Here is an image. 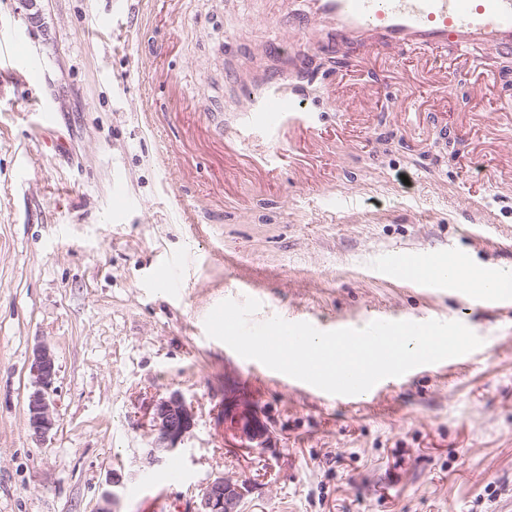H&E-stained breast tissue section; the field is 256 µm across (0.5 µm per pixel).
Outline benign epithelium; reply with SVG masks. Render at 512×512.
<instances>
[{
  "label": "benign epithelium",
  "instance_id": "7a95c632",
  "mask_svg": "<svg viewBox=\"0 0 512 512\" xmlns=\"http://www.w3.org/2000/svg\"><path fill=\"white\" fill-rule=\"evenodd\" d=\"M30 390L26 399L27 426L36 441L43 442L56 426L53 386L58 375L55 356L46 344L38 345L29 365ZM151 441L145 450L148 466H160L180 451V444L195 426V414L183 396L174 392L154 399L146 408ZM224 439L239 441L250 448L263 446L270 438L268 422L253 400L238 395L224 402ZM247 482L217 476L208 482L198 512H241Z\"/></svg>",
  "mask_w": 512,
  "mask_h": 512
}]
</instances>
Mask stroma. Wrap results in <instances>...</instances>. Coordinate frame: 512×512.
Returning <instances> with one entry per match:
<instances>
[{"mask_svg":"<svg viewBox=\"0 0 512 512\" xmlns=\"http://www.w3.org/2000/svg\"><path fill=\"white\" fill-rule=\"evenodd\" d=\"M301 0H0V512H196L207 482L246 479L244 512H512V306L375 274L400 251L512 267V173L469 165L512 136V72L490 100L455 84L345 127L340 72L308 88L328 133L320 181H259L262 147L224 155L258 44L304 47ZM56 115L35 137L37 115ZM416 112L419 122L400 121ZM319 330L371 314L467 315L476 355L428 365L354 407L209 338L221 301ZM51 346L56 426L26 423L28 366ZM179 392L196 425L160 483L143 408ZM255 399L269 448L225 443L224 400Z\"/></svg>","mask_w":512,"mask_h":512,"instance_id":"stroma-1","label":"stroma"}]
</instances>
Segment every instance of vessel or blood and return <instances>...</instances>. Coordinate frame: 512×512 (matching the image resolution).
I'll use <instances>...</instances> for the list:
<instances>
[{"label":"vessel or blood","mask_w":512,"mask_h":512,"mask_svg":"<svg viewBox=\"0 0 512 512\" xmlns=\"http://www.w3.org/2000/svg\"><path fill=\"white\" fill-rule=\"evenodd\" d=\"M291 21L313 34L318 51L326 55L343 48L359 63L372 55L390 63L411 57L414 70L426 74L429 95L436 102L461 82L470 85L477 99H486L496 79L489 56L512 54V0H303ZM476 48L486 51L487 59L470 57ZM305 104V94L288 86L282 73L250 89L234 146L257 138L280 160L307 158V142L322 132ZM448 264L454 274L447 278L426 253L400 252L392 259L399 280L448 288L468 305L495 308L499 293L488 288V275L461 257Z\"/></svg>","instance_id":"1"}]
</instances>
